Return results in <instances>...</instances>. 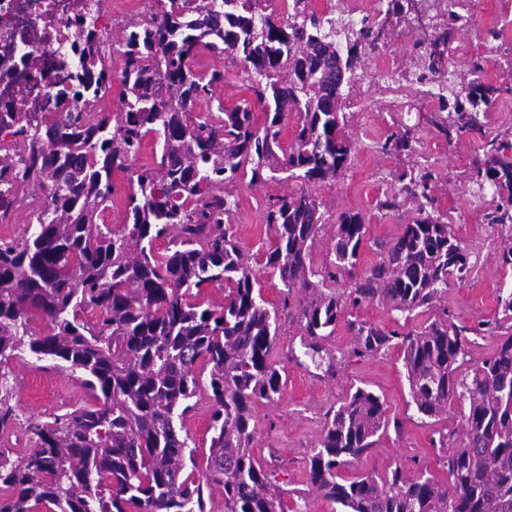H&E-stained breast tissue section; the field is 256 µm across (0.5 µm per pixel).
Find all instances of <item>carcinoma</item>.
<instances>
[{
	"label": "carcinoma",
	"instance_id": "carcinoma-1",
	"mask_svg": "<svg viewBox=\"0 0 512 512\" xmlns=\"http://www.w3.org/2000/svg\"><path fill=\"white\" fill-rule=\"evenodd\" d=\"M417 0H387L385 19L412 22ZM271 0H155L142 20L112 41L117 75L106 64L96 12L78 20L79 81L47 92L45 104L0 112V216L20 193L42 192L37 227L20 240L0 238V430L16 419L14 386L2 364L29 353L81 372L92 402L47 419L30 418L33 450L13 460L0 449V512H205V489L224 488V512H299L285 501L269 466L253 455V408L272 402L284 382L272 360L278 313L264 305L256 267L279 274L284 308L300 323L302 345L317 351L344 310L382 302L405 315H431L421 330L401 333L356 318L348 322L356 356L399 349L418 414L436 418L468 401L459 446L441 457L446 478L400 468L346 476L387 430L381 398L358 387L326 414L306 461L307 484L341 512H512V291L496 296L502 318L459 327L440 306L448 278L461 279L470 255L433 194L441 173L416 164L377 202L380 211L409 206L416 217L383 243L380 261L355 273L365 237L361 214L336 223L333 259L312 267L322 230L316 184L333 183L354 159L346 109L357 63L388 43L381 21L354 27L295 0L285 20ZM470 16L444 4L429 17L432 38L417 40L404 70L427 84L423 97L397 105V130L377 149L412 152L424 120L446 141L485 134L483 117L499 88L472 79L478 56L448 70L447 45ZM202 50L230 58L255 101L198 113L224 71L195 69ZM121 85L115 112L97 108ZM437 108L422 112L424 99ZM264 120L257 121L254 108ZM296 119L292 142L280 135ZM160 147L151 166H135L147 137ZM472 161L468 191L485 205L486 224L509 227L498 261L512 270V131L484 140ZM128 172L124 224L96 223L115 193L112 174ZM285 173L297 189L270 204L273 240L262 259L240 248L230 218L229 188ZM166 251H156L158 241ZM354 278L348 295L331 284ZM224 287L214 309L201 290ZM92 312L96 318L89 319ZM42 318L45 328L33 326ZM499 336L493 354L461 375L468 334ZM211 403L204 465L183 420L195 408L200 373Z\"/></svg>",
	"mask_w": 512,
	"mask_h": 512
}]
</instances>
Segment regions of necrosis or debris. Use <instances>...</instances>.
I'll return each mask as SVG.
<instances>
[{
	"instance_id": "necrosis-or-debris-1",
	"label": "necrosis or debris",
	"mask_w": 512,
	"mask_h": 512,
	"mask_svg": "<svg viewBox=\"0 0 512 512\" xmlns=\"http://www.w3.org/2000/svg\"><path fill=\"white\" fill-rule=\"evenodd\" d=\"M90 0H0V112L23 109L57 75L61 44Z\"/></svg>"
}]
</instances>
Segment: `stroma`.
<instances>
[{"instance_id": "stroma-1", "label": "stroma", "mask_w": 512, "mask_h": 512, "mask_svg": "<svg viewBox=\"0 0 512 512\" xmlns=\"http://www.w3.org/2000/svg\"><path fill=\"white\" fill-rule=\"evenodd\" d=\"M379 57L366 60L369 77L357 87L352 99L354 108L346 112L347 131L358 150L349 168L333 184L314 186L323 202V228L312 247L313 268L328 264L329 250L340 213L358 212L366 222L365 243L361 248L360 268L379 261L377 241L395 239L412 211L402 209L382 213L375 209L377 196L389 190L396 171L413 165L417 155L431 154L442 171L451 173V181L439 184L435 191L441 211L453 221L457 237L470 254L471 270L461 280H450L443 300L452 321L472 324L496 318V295L499 289H512V271L498 263L501 227L482 223L480 204L467 192L466 172L482 154L483 139L476 137L461 145H451L431 134L428 125L420 127V144L416 154L387 155L376 144L392 129L394 106L400 96L390 84L375 80ZM199 72L216 67L224 72V83L217 87L213 101H202L198 112L232 108L252 93L244 76L232 61L217 59L209 53L197 58ZM293 181L273 180L256 186L241 181L232 192L238 208L231 218L237 227L238 242L246 254L262 256L272 240L265 215L269 203L290 194ZM301 329L288 318H281L275 362L283 368L286 383L271 403L256 404L253 409L256 435L251 448L254 456L276 470L280 486L287 489L288 499L298 500L303 512H335L336 507L309 489L304 459L321 436L327 411L345 398L351 389L363 387L380 396L389 419L399 420L400 430L382 434L374 448L362 455L350 468L351 473H385L403 467L408 476L422 470L440 473L439 458L444 450L436 445L439 436H447L449 445H458L464 432L467 401L454 402L446 414L423 419L411 402L403 355L400 351L355 357L350 349L352 335L346 321H339L334 335L325 343L334 359V371L316 366L310 357L300 354ZM14 379V401L21 417L49 416L78 408L87 401L79 374L57 369L50 362L23 356L10 362Z\"/></svg>"}]
</instances>
